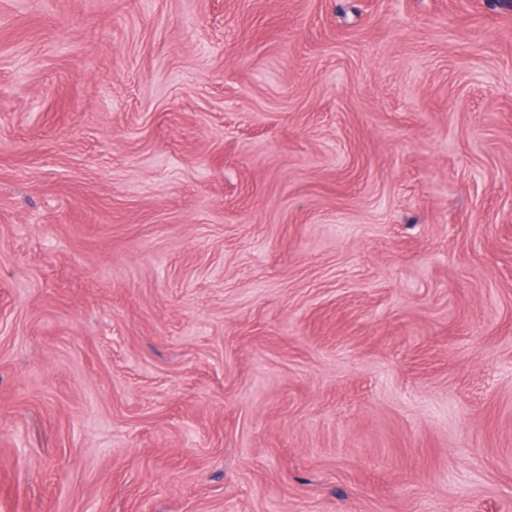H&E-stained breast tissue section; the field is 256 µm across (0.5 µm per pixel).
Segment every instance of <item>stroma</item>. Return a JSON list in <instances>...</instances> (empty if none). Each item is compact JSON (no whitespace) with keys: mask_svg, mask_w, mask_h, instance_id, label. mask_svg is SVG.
Here are the masks:
<instances>
[{"mask_svg":"<svg viewBox=\"0 0 512 512\" xmlns=\"http://www.w3.org/2000/svg\"><path fill=\"white\" fill-rule=\"evenodd\" d=\"M0 512H512V0H0Z\"/></svg>","mask_w":512,"mask_h":512,"instance_id":"35a3bbf8","label":"stroma"}]
</instances>
